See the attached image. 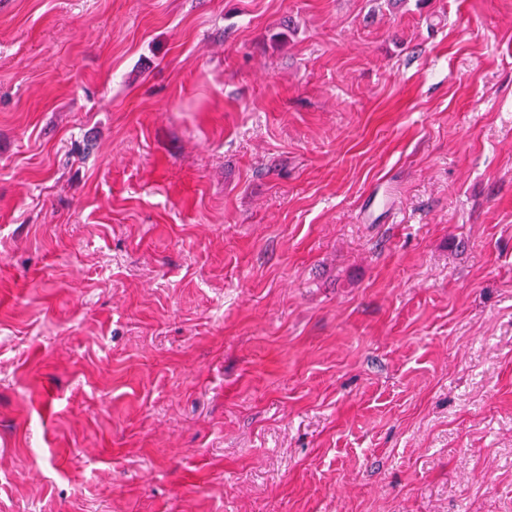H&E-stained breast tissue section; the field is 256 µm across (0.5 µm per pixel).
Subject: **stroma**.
<instances>
[{
	"mask_svg": "<svg viewBox=\"0 0 512 512\" xmlns=\"http://www.w3.org/2000/svg\"><path fill=\"white\" fill-rule=\"evenodd\" d=\"M0 512H512V0H0Z\"/></svg>",
	"mask_w": 512,
	"mask_h": 512,
	"instance_id": "stroma-1",
	"label": "stroma"
}]
</instances>
